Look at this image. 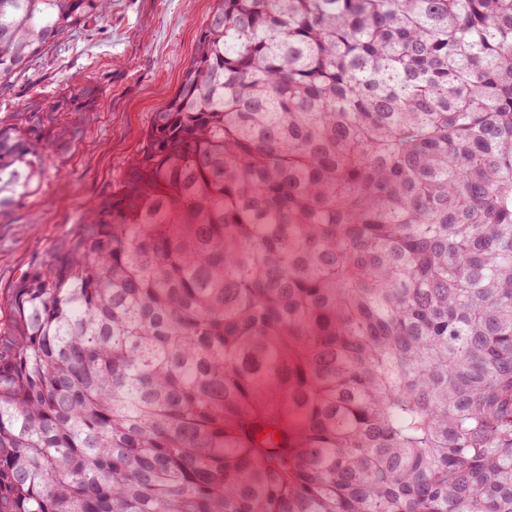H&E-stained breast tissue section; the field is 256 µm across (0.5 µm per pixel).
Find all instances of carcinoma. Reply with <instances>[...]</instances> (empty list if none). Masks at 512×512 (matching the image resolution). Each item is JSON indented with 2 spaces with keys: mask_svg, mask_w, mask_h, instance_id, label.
Returning a JSON list of instances; mask_svg holds the SVG:
<instances>
[{
  "mask_svg": "<svg viewBox=\"0 0 512 512\" xmlns=\"http://www.w3.org/2000/svg\"><path fill=\"white\" fill-rule=\"evenodd\" d=\"M111 0H0V88ZM0 125V210L29 140ZM0 331V512H512V0H216Z\"/></svg>",
  "mask_w": 512,
  "mask_h": 512,
  "instance_id": "cac0c4a2",
  "label": "carcinoma"
}]
</instances>
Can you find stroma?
<instances>
[{
  "mask_svg": "<svg viewBox=\"0 0 512 512\" xmlns=\"http://www.w3.org/2000/svg\"><path fill=\"white\" fill-rule=\"evenodd\" d=\"M216 0H112L107 15L50 50L0 92L6 113L47 108L94 88L86 112L63 114V148H47L39 191L0 211V329L23 275L85 232L89 204L109 198L144 145L153 112L174 96Z\"/></svg>",
  "mask_w": 512,
  "mask_h": 512,
  "instance_id": "1",
  "label": "stroma"
}]
</instances>
